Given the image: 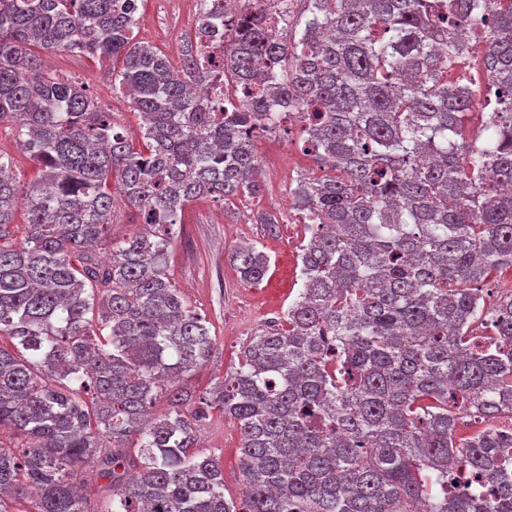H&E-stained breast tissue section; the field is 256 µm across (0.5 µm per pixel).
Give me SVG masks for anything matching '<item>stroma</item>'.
Wrapping results in <instances>:
<instances>
[{
	"label": "stroma",
	"instance_id": "obj_1",
	"mask_svg": "<svg viewBox=\"0 0 512 512\" xmlns=\"http://www.w3.org/2000/svg\"><path fill=\"white\" fill-rule=\"evenodd\" d=\"M139 16L136 40L178 60L181 44L195 31V0H144ZM46 63L53 73L86 86L118 124L129 134L137 133L141 119L133 113L129 99L113 91L105 67L68 53L49 55ZM299 136L296 129L287 137L257 136L255 147L265 184L260 197L234 199L222 206L198 201L183 213L181 231L168 256L169 273L188 303L209 321L218 347L216 358L184 378L182 386L191 393H201L237 367L253 339L281 324L283 311L302 287L299 253L304 227L295 221L291 191L300 176L318 173L319 168L298 147ZM261 213L279 217L275 233L257 223ZM244 243L254 244L270 258L269 270L256 286L241 281L231 260ZM199 435L202 446L221 457L225 497L238 499L242 476L238 466L240 431L235 421L213 412Z\"/></svg>",
	"mask_w": 512,
	"mask_h": 512
}]
</instances>
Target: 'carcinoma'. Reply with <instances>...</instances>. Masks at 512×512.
Returning a JSON list of instances; mask_svg holds the SVG:
<instances>
[{
    "label": "carcinoma",
    "instance_id": "carcinoma-1",
    "mask_svg": "<svg viewBox=\"0 0 512 512\" xmlns=\"http://www.w3.org/2000/svg\"><path fill=\"white\" fill-rule=\"evenodd\" d=\"M196 3L176 66L132 41L137 3L0 0V124L38 165L21 187L0 149V432L23 436L0 444V512H512V433L492 425L512 410V353L473 339L512 340V299L484 293L512 268V0H302L280 32ZM221 22L222 62L204 41ZM473 40L486 112L448 83ZM57 52L118 63L142 145L45 69ZM219 77L224 102L202 99ZM293 112L323 171L293 190L302 291L194 399L176 382L216 338L169 249L187 205L261 194L250 132ZM117 196L143 229L104 263ZM232 259L250 285L270 266L253 245ZM215 410L241 433L238 503L197 446Z\"/></svg>",
    "mask_w": 512,
    "mask_h": 512
}]
</instances>
